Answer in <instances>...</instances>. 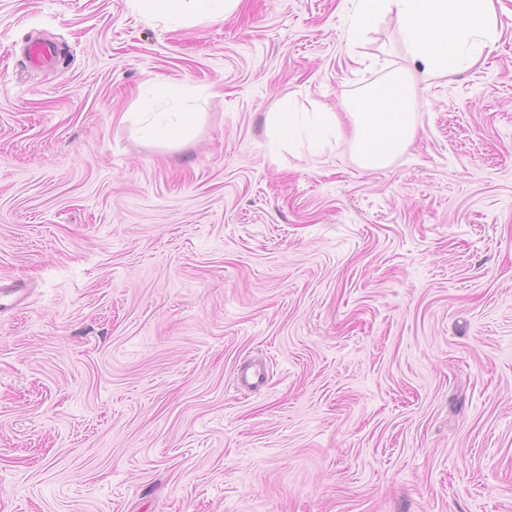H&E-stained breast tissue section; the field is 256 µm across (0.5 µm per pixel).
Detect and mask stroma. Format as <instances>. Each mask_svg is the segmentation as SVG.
Segmentation results:
<instances>
[{
	"instance_id": "35a3bbf8",
	"label": "stroma",
	"mask_w": 512,
	"mask_h": 512,
	"mask_svg": "<svg viewBox=\"0 0 512 512\" xmlns=\"http://www.w3.org/2000/svg\"><path fill=\"white\" fill-rule=\"evenodd\" d=\"M357 7L0 0V512H512V0L374 170L304 115L408 65ZM238 0H137L135 4L152 18L174 25L207 20L231 12ZM142 130L145 137L176 145L182 135L180 125L172 123L173 112H142Z\"/></svg>"
}]
</instances>
